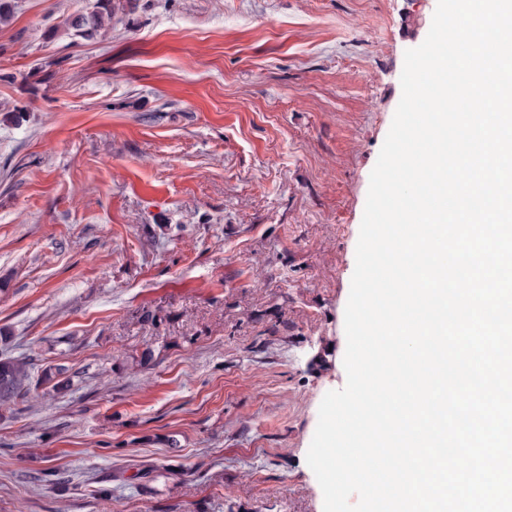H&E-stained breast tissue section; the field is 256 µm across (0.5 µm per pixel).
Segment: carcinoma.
I'll use <instances>...</instances> for the list:
<instances>
[{
	"label": "carcinoma",
	"instance_id": "obj_1",
	"mask_svg": "<svg viewBox=\"0 0 512 512\" xmlns=\"http://www.w3.org/2000/svg\"><path fill=\"white\" fill-rule=\"evenodd\" d=\"M112 20V0H98L97 10L89 16H77L68 22L75 37L90 38L97 35ZM67 369L59 364L36 367L32 360L0 353V408L12 410L17 399L33 390L48 388L63 394L70 387Z\"/></svg>",
	"mask_w": 512,
	"mask_h": 512
}]
</instances>
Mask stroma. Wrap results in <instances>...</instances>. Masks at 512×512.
I'll use <instances>...</instances> for the list:
<instances>
[{
  "label": "stroma",
  "mask_w": 512,
  "mask_h": 512,
  "mask_svg": "<svg viewBox=\"0 0 512 512\" xmlns=\"http://www.w3.org/2000/svg\"><path fill=\"white\" fill-rule=\"evenodd\" d=\"M95 3L0 20V349L72 379L0 418V512H323L306 455L437 0H112L73 37ZM97 10L89 16H77L68 22L72 36L90 38L97 35L112 20V0H98Z\"/></svg>",
  "instance_id": "35a3bbf8"
}]
</instances>
